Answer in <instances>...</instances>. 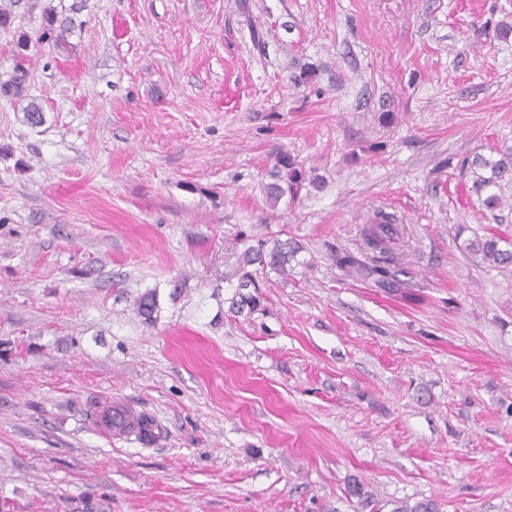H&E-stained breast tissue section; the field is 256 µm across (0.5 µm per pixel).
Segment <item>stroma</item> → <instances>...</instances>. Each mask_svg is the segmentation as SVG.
Instances as JSON below:
<instances>
[{"instance_id":"obj_1","label":"stroma","mask_w":512,"mask_h":512,"mask_svg":"<svg viewBox=\"0 0 512 512\" xmlns=\"http://www.w3.org/2000/svg\"><path fill=\"white\" fill-rule=\"evenodd\" d=\"M0 27L5 512H512V0H16ZM27 39L19 48V39ZM317 72L290 81L305 65ZM38 104L43 121L27 122ZM296 200L264 186L280 153ZM397 288L368 275L377 209ZM298 252L229 300L261 241ZM347 251L366 266L347 272ZM158 292L154 325L134 299ZM131 403L143 445L87 422ZM469 166L473 174L472 189L478 198L482 199L483 204L488 208H495L498 205L499 198L495 188H499L504 181L512 182V151L505 152L499 159L490 161L480 154L474 155L464 163ZM489 169L490 174L484 175V171ZM365 228L367 244L373 250H379L378 253L386 257H392L395 245L400 241L403 235V229L399 224L398 218L393 213L378 211L370 219ZM501 243L508 244L510 248H503ZM477 252H482L485 260L495 266L507 267L512 264V242H508L498 234H491L477 241ZM248 288H258L255 282V276L252 271L246 270L239 279L235 294L231 298V309L235 313H242L245 309L248 314L257 311L260 308V297L257 294L244 293L242 290Z\"/></svg>"}]
</instances>
